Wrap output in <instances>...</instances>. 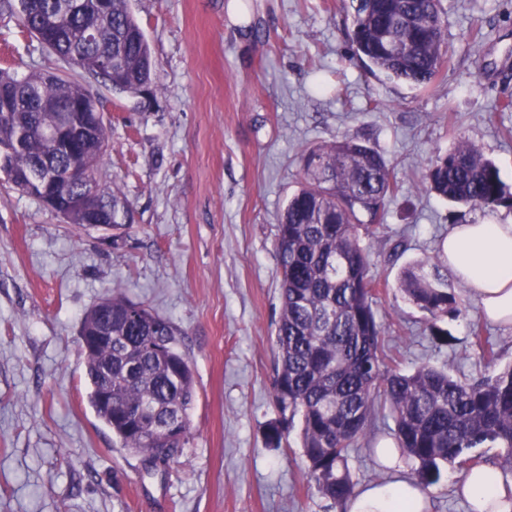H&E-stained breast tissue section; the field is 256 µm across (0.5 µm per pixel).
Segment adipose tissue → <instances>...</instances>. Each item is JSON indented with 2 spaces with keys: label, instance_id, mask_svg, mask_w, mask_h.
Segmentation results:
<instances>
[{
  "label": "adipose tissue",
  "instance_id": "ef3b65f1",
  "mask_svg": "<svg viewBox=\"0 0 512 512\" xmlns=\"http://www.w3.org/2000/svg\"><path fill=\"white\" fill-rule=\"evenodd\" d=\"M448 268L477 300L490 321L512 325V224L483 222L449 228L443 246ZM457 489L484 512H512L501 470L486 465L463 477ZM429 499L416 482L397 479L356 491L346 512H429Z\"/></svg>",
  "mask_w": 512,
  "mask_h": 512
}]
</instances>
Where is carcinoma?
<instances>
[{
	"label": "carcinoma",
	"instance_id": "carcinoma-1",
	"mask_svg": "<svg viewBox=\"0 0 512 512\" xmlns=\"http://www.w3.org/2000/svg\"><path fill=\"white\" fill-rule=\"evenodd\" d=\"M352 9V47L370 70L422 87L450 61L440 0H353ZM19 19L43 47L69 67L102 78L113 92L141 98L153 91L156 63L130 0H82L79 11L69 0H29ZM0 88L13 96L12 111L0 112V146L26 133L23 148L0 165V184L15 190V176L38 165L63 204L85 203L88 173L97 172L101 144L110 138L105 123L90 136L80 133L87 108L100 105L98 94L78 79L48 72L18 78L1 70ZM302 162L300 187L277 224L276 417L266 443H288L300 421L306 480L339 510L355 489L349 449L384 412L423 489L449 466L465 475L484 466L479 449L486 445L504 451L501 471L511 474L512 364L474 383L428 362L411 373L389 366L393 358L373 308L379 282L370 275V245L383 236L386 202L398 189L385 156L344 133L306 148ZM422 184L454 204L512 209V189L496 165L463 138L430 160ZM122 205L115 186L105 199L114 230L127 228L116 220ZM440 268L438 261H421L400 281L431 324L464 309ZM472 334L484 363L496 366L497 344L477 325ZM176 335L170 320L121 294L87 311L80 326L89 404L120 447L140 453L150 468L182 456L192 437L194 373ZM108 366L110 404L101 378Z\"/></svg>",
	"mask_w": 512,
	"mask_h": 512
}]
</instances>
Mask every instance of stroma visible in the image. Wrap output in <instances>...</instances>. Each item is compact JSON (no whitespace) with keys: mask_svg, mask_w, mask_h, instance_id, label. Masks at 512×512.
<instances>
[{"mask_svg":"<svg viewBox=\"0 0 512 512\" xmlns=\"http://www.w3.org/2000/svg\"><path fill=\"white\" fill-rule=\"evenodd\" d=\"M350 0H130L158 65L151 103L86 76L112 124L99 183L119 188L127 229L64 223L39 201L0 188V512H336L309 488L298 446L265 430L280 316L276 225L299 187L310 145L348 132L388 159L400 190L386 205L372 272L374 310L404 373L422 363L486 376L472 327L512 363V325L484 320L474 299L428 326L398 288L410 264L442 254L448 229L512 221L421 185L458 137L512 186V0H442L453 60L425 89L370 71L349 39ZM25 76L64 64L16 16L0 12V67ZM170 319L191 363L193 438L183 457L146 473L88 402L79 325L115 293ZM378 416L349 452L356 486L409 475L379 447Z\"/></svg>","mask_w":512,"mask_h":512,"instance_id":"1","label":"stroma"}]
</instances>
